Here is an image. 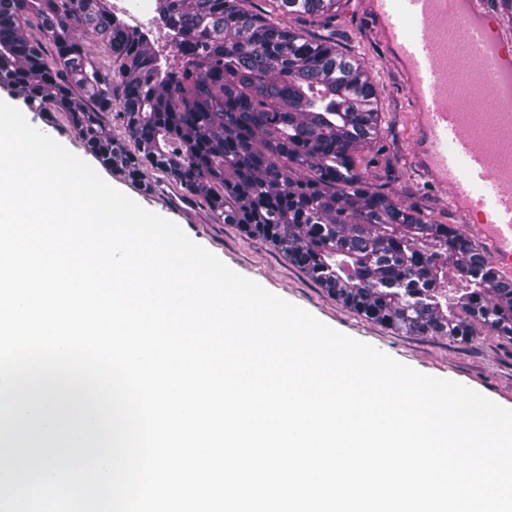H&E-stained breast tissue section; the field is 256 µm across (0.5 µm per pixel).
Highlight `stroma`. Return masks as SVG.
<instances>
[{"mask_svg":"<svg viewBox=\"0 0 512 512\" xmlns=\"http://www.w3.org/2000/svg\"><path fill=\"white\" fill-rule=\"evenodd\" d=\"M326 33L366 66L382 108L381 136L373 149L358 157L359 167L369 172L368 188L395 193L402 204L416 206L440 223L461 224L462 216L408 162L410 103L377 36L365 20L358 18L354 0H341L336 18ZM0 100L22 109L32 126L87 163H95V156L87 150L64 113L33 110L26 107L23 99L3 89H0ZM98 172L142 207L175 222L190 239L235 272L303 308L324 324L374 346L422 374L456 381L512 409V341L499 336H479L461 343L446 336L398 333L344 308L265 241L247 238L238 225L213 223L202 200L189 197L163 174L150 170L143 180L137 181L116 168L102 166Z\"/></svg>","mask_w":512,"mask_h":512,"instance_id":"obj_1","label":"stroma"}]
</instances>
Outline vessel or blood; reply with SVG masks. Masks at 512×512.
Masks as SVG:
<instances>
[{
	"label": "vessel or blood",
	"instance_id": "1",
	"mask_svg": "<svg viewBox=\"0 0 512 512\" xmlns=\"http://www.w3.org/2000/svg\"><path fill=\"white\" fill-rule=\"evenodd\" d=\"M412 101L411 163L512 277V28L486 0H359Z\"/></svg>",
	"mask_w": 512,
	"mask_h": 512
}]
</instances>
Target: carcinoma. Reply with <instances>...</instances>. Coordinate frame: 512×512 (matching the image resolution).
Masks as SVG:
<instances>
[{
  "label": "carcinoma",
  "instance_id": "cac0c4a2",
  "mask_svg": "<svg viewBox=\"0 0 512 512\" xmlns=\"http://www.w3.org/2000/svg\"><path fill=\"white\" fill-rule=\"evenodd\" d=\"M246 2L154 0L178 41L171 60L111 0H0V88L68 113L103 166L135 178L149 163L353 313L415 336L512 339V280L458 228L365 188L356 157L381 134L374 83L336 40L288 23L329 21L340 0H270L276 14ZM32 18L43 45L26 34Z\"/></svg>",
  "mask_w": 512,
  "mask_h": 512
}]
</instances>
